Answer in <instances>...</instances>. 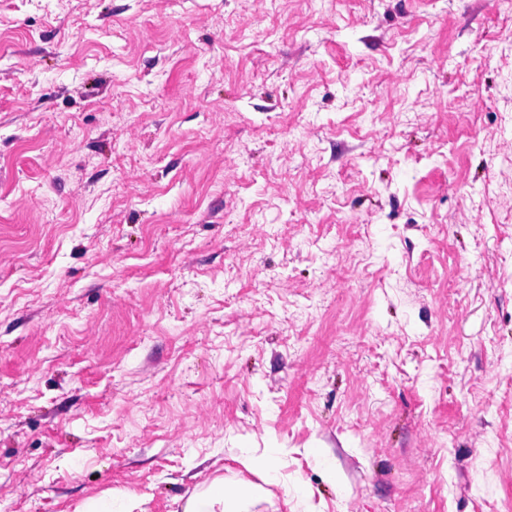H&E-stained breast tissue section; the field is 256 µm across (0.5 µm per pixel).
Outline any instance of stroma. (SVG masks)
<instances>
[{
	"label": "stroma",
	"mask_w": 512,
	"mask_h": 512,
	"mask_svg": "<svg viewBox=\"0 0 512 512\" xmlns=\"http://www.w3.org/2000/svg\"><path fill=\"white\" fill-rule=\"evenodd\" d=\"M273 445L249 512H512V0H0V512ZM281 454V448H265L264 453L254 466L262 473L263 481L267 485L282 484L283 477L278 467V459Z\"/></svg>",
	"instance_id": "35a3bbf8"
}]
</instances>
